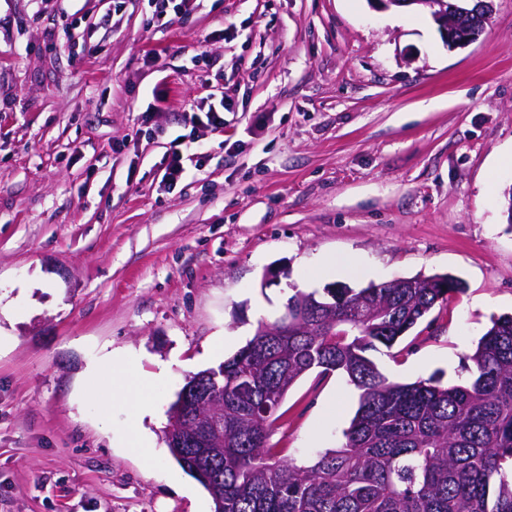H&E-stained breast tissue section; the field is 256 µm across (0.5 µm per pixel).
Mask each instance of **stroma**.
I'll use <instances>...</instances> for the list:
<instances>
[{
	"mask_svg": "<svg viewBox=\"0 0 512 512\" xmlns=\"http://www.w3.org/2000/svg\"><path fill=\"white\" fill-rule=\"evenodd\" d=\"M214 94L223 131L184 127ZM187 133L170 190L161 159ZM511 156L512 0L459 46L428 10L368 0H0V512H212L170 456L169 406L296 290L462 279L374 359L468 382L512 313ZM328 257L361 272L318 274ZM358 401L310 373L269 443L309 462Z\"/></svg>",
	"mask_w": 512,
	"mask_h": 512,
	"instance_id": "obj_1",
	"label": "stroma"
}]
</instances>
